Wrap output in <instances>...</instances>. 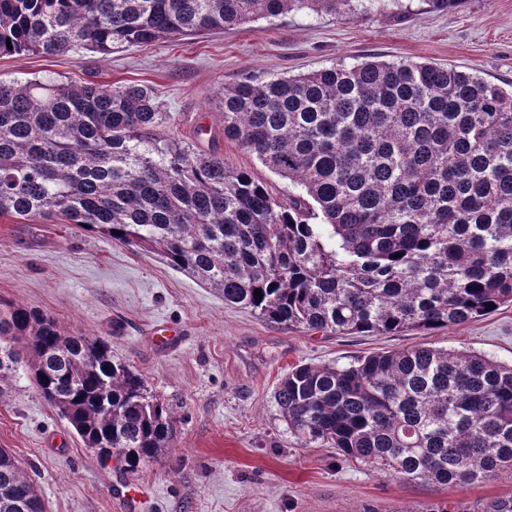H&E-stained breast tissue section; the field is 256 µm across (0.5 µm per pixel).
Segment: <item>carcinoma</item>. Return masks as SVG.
<instances>
[{
  "mask_svg": "<svg viewBox=\"0 0 512 512\" xmlns=\"http://www.w3.org/2000/svg\"><path fill=\"white\" fill-rule=\"evenodd\" d=\"M378 0H0V55L54 57ZM224 137L299 187L275 200L217 153L151 146L152 88L0 81V216L62 217L280 325L338 336L464 324L512 303V88L435 63L364 61L224 88ZM259 290L263 297L254 291ZM0 383L25 367L96 451L135 473L177 411L142 374L29 305L0 308ZM290 431L373 471L466 486L512 472V364L418 345L296 364ZM0 512H43L0 448Z\"/></svg>",
  "mask_w": 512,
  "mask_h": 512,
  "instance_id": "1",
  "label": "carcinoma"
}]
</instances>
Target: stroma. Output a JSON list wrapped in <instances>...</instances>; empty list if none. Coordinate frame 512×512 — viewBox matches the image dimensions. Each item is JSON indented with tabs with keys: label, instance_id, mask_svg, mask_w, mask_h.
Segmentation results:
<instances>
[{
	"label": "stroma",
	"instance_id": "1",
	"mask_svg": "<svg viewBox=\"0 0 512 512\" xmlns=\"http://www.w3.org/2000/svg\"><path fill=\"white\" fill-rule=\"evenodd\" d=\"M344 16L288 14L222 32L55 57L0 55V80H92L154 89L159 145L216 152L249 170L276 199L293 186L224 136L216 94L254 79L299 75L365 60L455 66L512 84V0H461L453 8L402 0ZM0 301L26 303L70 330L103 337L178 412L166 453L123 475L102 465L27 377L0 396V448L32 479L45 512H481L512 497V476L467 486L371 471L325 443L301 446L274 400L299 363H348L417 345L473 351L512 363V305L475 321L395 336H336L272 323L225 304L221 292L157 255L60 221L0 217ZM176 330L165 351L154 332Z\"/></svg>",
	"mask_w": 512,
	"mask_h": 512
}]
</instances>
